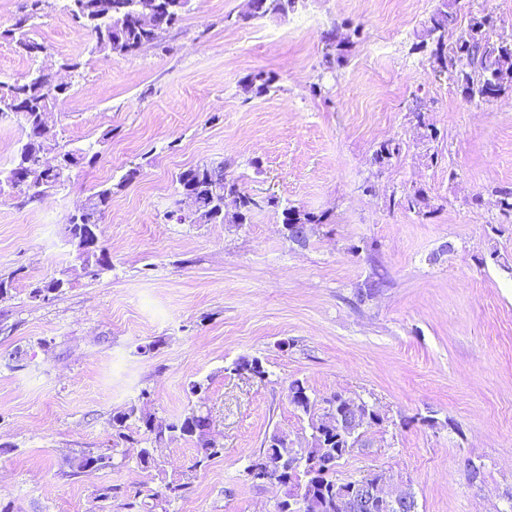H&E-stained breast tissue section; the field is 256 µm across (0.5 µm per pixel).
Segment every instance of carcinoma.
I'll use <instances>...</instances> for the list:
<instances>
[{"label":"carcinoma","instance_id":"cac0c4a2","mask_svg":"<svg viewBox=\"0 0 512 512\" xmlns=\"http://www.w3.org/2000/svg\"><path fill=\"white\" fill-rule=\"evenodd\" d=\"M263 6L260 15L285 14L294 9L296 0H260ZM46 0H29L27 16L17 19L13 28L5 31L4 37L13 40L19 52L34 59L47 51V47L31 37L36 27L35 20L43 17ZM189 0H70L68 11L78 28L94 36L93 50L107 55H134L143 48L160 44L165 33L175 28L187 11ZM490 21L474 18L468 29L448 42V33L457 25V14L452 3L445 0L443 7L429 18L426 34L432 39V56L436 68L448 67V60L455 62L452 73L461 82L471 99L490 100L504 90V80L512 78V44L494 45L489 42L486 27ZM324 43L322 66L327 69L341 67L347 62L346 47L349 38L341 36L334 27L322 35ZM273 77L258 72L250 75L243 91L253 97L263 96L271 91ZM70 86H55L51 76L43 68L33 69L21 83L0 86V116L3 107L8 106L22 117L20 125L24 131L21 146L9 167L0 169V195L4 188L20 189L27 193V201L33 202L45 192L64 186L58 176L42 163L48 135L40 128V117H50L57 104L68 93ZM135 176L128 171L114 185L102 187L88 199L84 210L68 219L66 227L70 240L76 244L84 241L94 231L112 203L114 191L124 187ZM178 192L193 197L195 211L182 212L178 201H173L172 210L166 216L178 224H222L231 219L236 224H245L257 210L272 208L281 211L282 223L326 224L329 216L325 213L304 212L295 206H284L275 196L257 197L245 191L237 179L224 171V164H201L180 173ZM232 199L234 210L224 209V201ZM97 258H86L79 262L83 275L98 278L104 271L112 269V261L103 246L97 247ZM232 371L250 376L263 377L265 369L257 358H241L234 363ZM288 397L303 414L308 416L311 429L310 441L303 448L296 449L290 443L279 440L272 434L265 442L263 451L253 463L262 460L274 463L279 468V486L283 490L282 504L293 503L305 488L304 471L292 474L288 461L299 455L303 458H322L323 469L311 478L314 484L312 503L308 512H336V493L342 488L336 478V466L354 448L350 437L337 439L336 426L326 419L327 409L335 404L344 405L343 394L335 393L317 404L310 397L307 387L299 380L288 386ZM144 431L136 460L145 468H159L150 445L166 440L184 439L195 447V456L190 470L207 464L222 454L221 447L211 434V419L201 408H192L181 416L162 419L136 405H131L112 415V451L120 452L127 458V452L118 450L119 444L131 440L127 433L131 423ZM111 461L107 454H81L71 461V467L78 473L98 470Z\"/></svg>","mask_w":512,"mask_h":512}]
</instances>
